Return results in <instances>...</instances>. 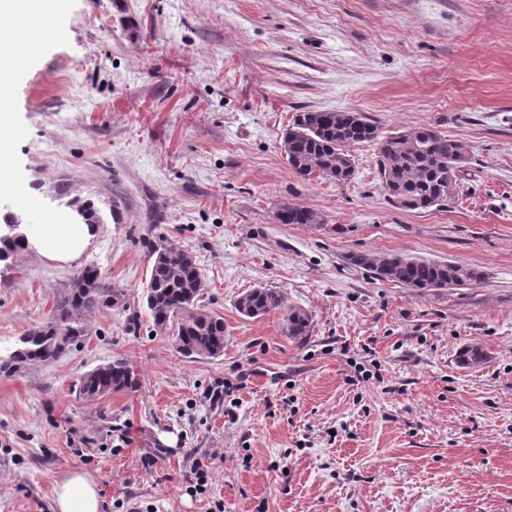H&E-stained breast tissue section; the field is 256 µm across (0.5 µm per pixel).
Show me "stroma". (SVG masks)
Wrapping results in <instances>:
<instances>
[{"mask_svg": "<svg viewBox=\"0 0 512 512\" xmlns=\"http://www.w3.org/2000/svg\"><path fill=\"white\" fill-rule=\"evenodd\" d=\"M62 40L16 77L0 161L43 224L89 210L75 261L28 244L0 259V356L86 265L122 288L79 348L0 369V512H54L57 481L93 475L101 512H512V0H64ZM429 125L471 160L447 206L405 211L371 143L354 174L301 179L282 150L298 113ZM319 224H281L283 205ZM191 252L224 352L186 358L142 297L157 239ZM353 252L480 268L482 285L416 293ZM280 291L311 317L247 318ZM480 345L488 360L457 364ZM115 358L134 393L79 398ZM204 463L189 491L187 454ZM235 307L246 317L263 316L274 310L285 309L283 295L272 288H251L236 300ZM285 327L288 336L301 338L307 336L310 331L311 317L303 309H287L285 315Z\"/></svg>", "mask_w": 512, "mask_h": 512, "instance_id": "1", "label": "stroma"}]
</instances>
